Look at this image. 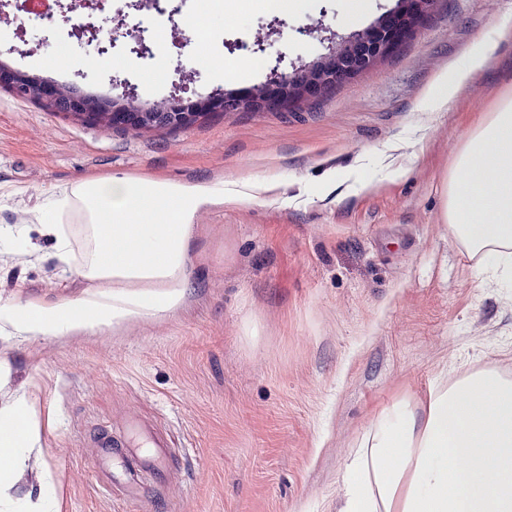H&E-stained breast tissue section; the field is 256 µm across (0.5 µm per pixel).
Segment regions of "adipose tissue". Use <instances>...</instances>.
<instances>
[{
	"instance_id": "ef3b65f1",
	"label": "adipose tissue",
	"mask_w": 512,
	"mask_h": 512,
	"mask_svg": "<svg viewBox=\"0 0 512 512\" xmlns=\"http://www.w3.org/2000/svg\"><path fill=\"white\" fill-rule=\"evenodd\" d=\"M486 64L480 52L462 57L431 97L450 106ZM223 202L220 181L110 175L58 185L31 221L0 225V239L29 256L39 240L51 242L58 269L89 289L65 302L0 303V335L72 336L177 312L196 218ZM443 220L470 256L495 258L491 277L512 281V85L480 112L456 155ZM40 445L25 397L0 406V491L21 449ZM337 512H512V379L475 369L438 382L425 401L383 410L350 453Z\"/></svg>"
}]
</instances>
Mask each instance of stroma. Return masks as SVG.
Returning <instances> with one entry per match:
<instances>
[{"mask_svg": "<svg viewBox=\"0 0 512 512\" xmlns=\"http://www.w3.org/2000/svg\"><path fill=\"white\" fill-rule=\"evenodd\" d=\"M112 0L114 57L62 20L0 9V62L84 92L137 104L222 90L247 94L323 61L392 13L345 21V0H306L281 16L268 0H224L206 36L180 25L201 0L166 14ZM178 9V18L168 15ZM512 0H433L392 55L313 104L213 112L177 131L103 129L0 88V225L86 175L270 184L255 199L201 213L182 309L157 321L76 336H1L0 405L25 396L42 445L27 452L0 512L29 497L60 512H336L356 440L380 412L424 399L437 378L490 366L512 376V285L485 280L443 222L448 169L468 128L512 84ZM142 31L150 53H131ZM486 50L452 108L428 91ZM51 259L0 241V298L63 302L83 291ZM161 437L160 477L124 487L121 454L98 466L100 434L128 423Z\"/></svg>", "mask_w": 512, "mask_h": 512, "instance_id": "obj_1", "label": "stroma"}]
</instances>
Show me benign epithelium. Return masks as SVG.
I'll list each match as a JSON object with an SVG mask.
<instances>
[{"mask_svg": "<svg viewBox=\"0 0 512 512\" xmlns=\"http://www.w3.org/2000/svg\"><path fill=\"white\" fill-rule=\"evenodd\" d=\"M432 2L400 0L396 12L353 36L324 62L292 75L277 76L260 92L248 96L220 92L193 101L176 95L164 104L144 107L109 97L77 94L54 81L3 65L0 87L19 98L35 101L50 112L112 129L176 131L192 125L208 112H244L256 106L281 111L319 100L341 81L392 54L424 22Z\"/></svg>", "mask_w": 512, "mask_h": 512, "instance_id": "obj_1", "label": "benign epithelium"}]
</instances>
